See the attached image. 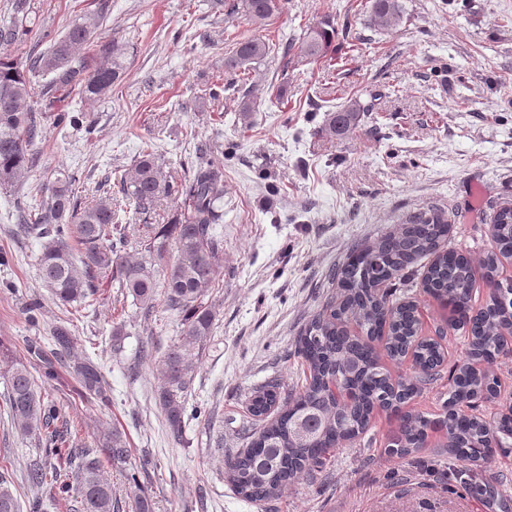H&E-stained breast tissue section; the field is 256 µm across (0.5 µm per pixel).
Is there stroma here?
I'll use <instances>...</instances> for the list:
<instances>
[{
	"label": "stroma",
	"instance_id": "stroma-1",
	"mask_svg": "<svg viewBox=\"0 0 512 512\" xmlns=\"http://www.w3.org/2000/svg\"><path fill=\"white\" fill-rule=\"evenodd\" d=\"M33 3L36 28L53 39L94 10V0ZM401 3L403 19L391 29L371 25L370 0H288L265 25L216 13L207 0H112L101 33L127 45L124 78L96 101L73 100L92 132L43 119L33 146L39 163L18 182L28 196L64 168L78 197L98 199L105 178L131 170L150 147L176 178L196 144L224 156V251L209 295L217 314L181 441L171 440L155 400L180 314L160 304L141 317L108 282L90 306L53 302L39 276V242L18 235L0 190V336L35 373L25 342L48 347L54 327L70 328L72 351L55 379L38 385L64 405L71 444L93 448L104 431L124 433L157 512H498L486 497L449 492L439 434L410 456L388 453L397 417L382 411L316 480L299 478L279 499L245 501L224 476L225 458L257 426L249 411L256 388L272 377L285 395L301 386L294 341L324 301L330 270L355 245L439 210L450 246L478 259L494 246L493 212L512 202V0ZM327 17L341 32L332 57L287 64L272 49L242 89L209 99L234 37L298 45ZM355 102L368 108L358 127L329 135L326 111ZM86 358L102 368L109 402L79 397L72 365ZM7 373L0 362V472L12 475L21 512H72L73 490L37 491L23 480L37 446L8 418Z\"/></svg>",
	"mask_w": 512,
	"mask_h": 512
}]
</instances>
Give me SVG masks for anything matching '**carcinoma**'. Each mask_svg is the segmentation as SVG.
<instances>
[{
  "instance_id": "carcinoma-1",
  "label": "carcinoma",
  "mask_w": 512,
  "mask_h": 512,
  "mask_svg": "<svg viewBox=\"0 0 512 512\" xmlns=\"http://www.w3.org/2000/svg\"><path fill=\"white\" fill-rule=\"evenodd\" d=\"M287 0H212L211 8L228 15H243L259 23L278 17ZM106 4L75 20L66 33L41 50L33 46L25 60L12 56V48L33 31L32 0H8L0 14V188L15 187L17 177L36 166L32 146L40 120L56 112L59 123H77L78 117L55 111V102L78 95L95 99L107 95L126 71V48L101 36ZM371 17L380 27H393L402 18L399 0H373ZM336 40V26L327 18L303 38L300 54L309 60L327 55ZM270 45L257 37H239L225 62L227 78L217 84L215 98L237 87L240 74L261 63ZM41 88L40 108L30 105ZM367 108L348 107L327 114L325 128L342 135L359 122ZM164 157L146 150L135 160L130 175L114 173L106 196L84 202L73 191L74 178L62 169L51 172L41 186L37 204L19 201L14 206L18 230L40 242L38 266L52 298L64 305L80 306L94 297L99 280L110 275L146 314L161 302L183 314L178 340L168 346L160 361L161 386L157 393L169 431L180 440L187 414L186 395L193 379V350L202 349L212 336L214 307L205 302L219 277L217 259L224 237L216 232L224 208V162L206 159L184 168L177 179L165 171ZM172 213L165 224L154 223L163 203ZM139 222L140 234L130 242L112 237L120 214ZM494 249L474 261L453 248L440 250L448 235V221L437 213L410 217L396 228L357 245L331 274V286L321 307L308 320L294 344V354L309 370L305 383L278 403L281 382L267 381L251 399L252 415L259 427L246 447L224 461L235 492L255 503L277 499L301 475L314 478L336 448L370 430L377 410L390 411L442 380L444 358L435 343L416 346L413 376L394 378L381 361L378 348L393 363L405 353L420 328L416 301L408 296L418 283L422 292L447 306L450 321L467 341V359L450 370L444 415L430 419L407 412L391 438L390 451L402 457L419 451L428 434L443 433L448 455V491L468 493L485 487L500 512H512V499L499 494L507 485L502 474L483 469L491 445L512 441V413L492 420L474 413L476 403L497 397V380L476 363H492L508 352L512 328V280L499 278L501 256L512 252V203L497 210L491 224ZM433 256L417 277L415 265ZM163 281L157 282L155 266ZM486 285L483 304L473 307L478 283ZM54 348L28 344L31 357L40 362L43 377L54 376L53 359L70 351L73 339L67 329L53 330ZM73 370L82 392L109 400L110 385L100 367L79 361ZM348 399L339 402L333 387ZM6 401L15 430L45 443L44 454H59L67 442L66 415L53 400L38 391L35 378L23 363L8 374ZM124 473L135 512H155V502L140 483V471L127 468L130 449L123 433L114 428L98 448H71L67 455L75 512H120L112 485L104 478L102 459ZM57 469L38 457L27 468L31 486L49 485ZM13 482L0 473V512H20Z\"/></svg>"
}]
</instances>
